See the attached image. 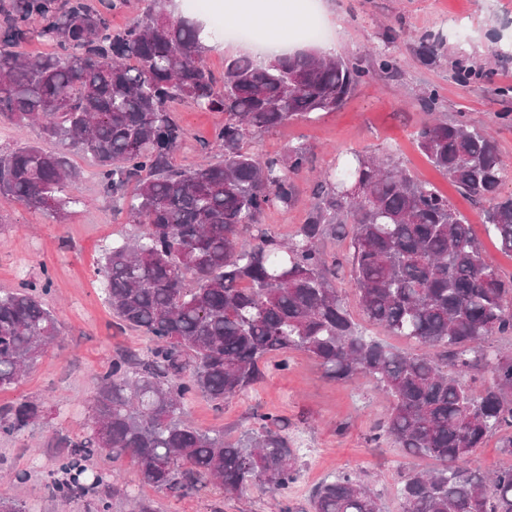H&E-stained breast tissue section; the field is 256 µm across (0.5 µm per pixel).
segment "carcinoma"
Returning <instances> with one entry per match:
<instances>
[{
  "mask_svg": "<svg viewBox=\"0 0 512 512\" xmlns=\"http://www.w3.org/2000/svg\"><path fill=\"white\" fill-rule=\"evenodd\" d=\"M120 2L0 0V120L38 121L60 146L0 154V197L61 219L78 202L68 154L92 155L104 190L138 229L105 254L98 274L106 301L151 342L145 355H120L96 376L91 432L65 442L52 495L88 497L95 512H110L117 498L130 512H155L151 500L98 470L97 456L130 459L141 484L157 492L187 496L212 483L227 494L259 486L280 495L300 473L282 417L261 414L256 428L228 442L222 431L196 427L186 405L200 397L222 407L262 370L285 371L288 353L302 351L332 380L374 379L392 400L383 434L408 455L439 462L403 476L401 512H512L511 464L489 474L462 467L492 431L512 428V353L486 345L512 335V281L500 278L448 197L354 150L316 179L293 235L283 239L261 223L268 207L292 206L294 178L311 169V152L298 144L261 155L253 139L336 110L373 69L397 71L400 35L383 37L371 68L314 51L263 62L242 55L224 60L218 84L203 63L199 21L173 19L170 0H149L140 17L114 30L108 13ZM32 40L57 52L24 58L13 50ZM465 60L460 55L449 74L461 85L479 76ZM439 99L431 87L418 105L432 114ZM176 102L224 113L205 144L218 149V162L174 164L184 135ZM413 136L435 168L488 202L483 224L512 254V194L500 196L512 171L485 128L432 119ZM345 234L342 262L324 242ZM345 272L369 322L427 351L403 353L367 338L334 286ZM50 287L46 277L0 291V389L18 384L57 342V318L42 301ZM479 371L490 381L476 390L464 379ZM43 416L41 402L23 397L0 411V433L17 434ZM311 512L382 510L371 489L345 473L315 489Z\"/></svg>",
  "mask_w": 512,
  "mask_h": 512,
  "instance_id": "carcinoma-1",
  "label": "carcinoma"
}]
</instances>
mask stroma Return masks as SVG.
<instances>
[{
	"mask_svg": "<svg viewBox=\"0 0 512 512\" xmlns=\"http://www.w3.org/2000/svg\"><path fill=\"white\" fill-rule=\"evenodd\" d=\"M227 3L215 2L226 22L251 29L255 37L250 41L225 37L208 46L203 61L218 77L224 73L225 57L243 53L263 57L269 35L261 18L229 12ZM277 5L301 15L308 6H315L326 30L318 49L365 65L370 62L367 48L381 43L388 29L400 30L399 71L372 72L340 109L262 134L255 141V151L274 155L304 143L311 147L312 166L319 171L334 168L352 150L388 151L392 161L448 197L468 218L483 252L503 279L512 280V254L502 252L486 234L482 204L459 192L430 165L410 136L413 126L425 119L415 100L423 88L434 86L440 92L438 113L453 121L464 112L472 122L485 126L512 167V124H499L495 118L496 113L512 112V98L500 93L502 87L512 85V54L498 60L493 57L501 43L512 41V0H277ZM451 14L468 21V63L483 72L466 88L448 78L458 58L454 41H446L434 61H424L419 55L420 36L438 32ZM176 111L185 135L174 155L175 164L193 169L215 161V154L203 144L223 125V113L187 103L177 105ZM69 160L80 173L74 193L81 202L65 219L0 197V289L50 276L52 287L44 301L60 328L57 344L37 360L20 384L0 390V408L25 396L41 401L46 410L44 420L21 434H0V488L10 487L13 496L32 512H89L86 501L66 504L47 490L57 475L55 441L90 433L89 397L96 375L107 369L118 351L134 348L143 352L148 347L140 334L117 325L103 300L97 275L105 251L113 242L135 235L136 228L127 224L120 203L105 193L96 162L83 153L70 154ZM297 185L291 209L272 208L263 217L264 224L283 237L305 222L312 201L311 177L302 176ZM336 286L367 336L397 350L419 351L417 342L389 335L366 321L349 279L338 280ZM390 405L369 377L350 382L328 379L312 358L294 351L287 371L266 373L245 398L225 402L218 409L199 397L189 403L188 415L197 427L223 431L229 441L255 428L256 415L275 412L287 420L301 468V477L286 498L293 512H309L311 490L346 472L357 474L369 486L383 512H400L402 475L434 468L435 462L408 456L388 437H376L375 427ZM94 463L101 471L118 472L128 490L153 500L156 512H278L271 496L255 488L229 496L210 485L181 497L141 486L137 468L128 460L101 456ZM21 469L29 471L28 481L11 485L13 472Z\"/></svg>",
	"mask_w": 512,
	"mask_h": 512,
	"instance_id": "1",
	"label": "stroma"
}]
</instances>
